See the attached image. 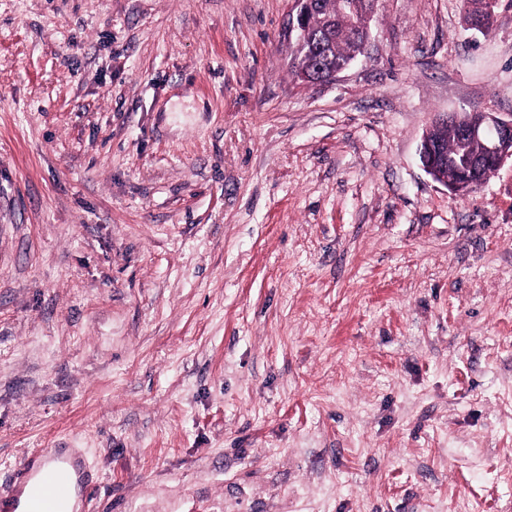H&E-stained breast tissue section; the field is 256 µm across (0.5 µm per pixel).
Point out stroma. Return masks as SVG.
Masks as SVG:
<instances>
[{"label":"stroma","mask_w":512,"mask_h":512,"mask_svg":"<svg viewBox=\"0 0 512 512\" xmlns=\"http://www.w3.org/2000/svg\"><path fill=\"white\" fill-rule=\"evenodd\" d=\"M291 0H0V496L79 512H512V166L455 196L436 116L512 113V0H379L330 84ZM51 455L55 463H50L40 470H33V462L45 455ZM28 462L24 463L15 473L13 489L10 495L3 497L2 503L7 502L8 507H12L13 512L19 507V497L15 494L17 484L27 486L35 477H38V489L28 499L26 508L21 512H61L64 503L69 499L73 491V476L71 469L78 475L74 461L68 463L56 455L55 448H45L40 453L28 457ZM36 489L35 480L31 481L28 487H25L20 496V504L24 498L31 495ZM11 504V505H10ZM9 507V508H10ZM65 509L69 512L78 508L76 494L73 493L69 501L65 504Z\"/></svg>","instance_id":"35a3bbf8"}]
</instances>
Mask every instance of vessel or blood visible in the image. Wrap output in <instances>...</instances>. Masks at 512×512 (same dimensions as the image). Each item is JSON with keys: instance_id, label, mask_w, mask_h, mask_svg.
Masks as SVG:
<instances>
[{"instance_id": "obj_1", "label": "vessel or blood", "mask_w": 512, "mask_h": 512, "mask_svg": "<svg viewBox=\"0 0 512 512\" xmlns=\"http://www.w3.org/2000/svg\"><path fill=\"white\" fill-rule=\"evenodd\" d=\"M71 469V463L61 458L38 470L31 463H24L14 475L15 483L23 486L33 480L38 483L24 512H61L73 491Z\"/></svg>"}]
</instances>
